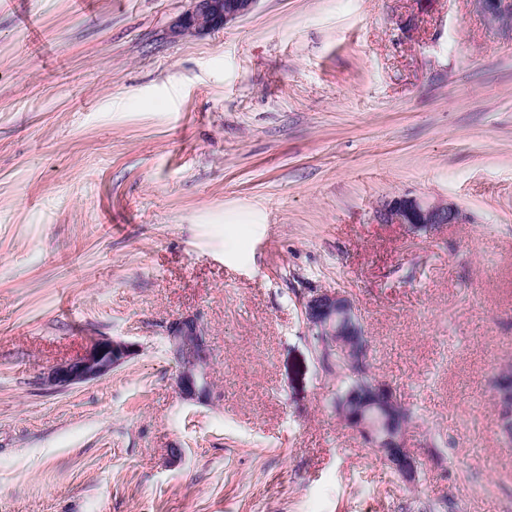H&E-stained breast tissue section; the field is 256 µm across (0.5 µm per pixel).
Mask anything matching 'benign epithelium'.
<instances>
[{"label": "benign epithelium", "instance_id": "obj_1", "mask_svg": "<svg viewBox=\"0 0 512 512\" xmlns=\"http://www.w3.org/2000/svg\"><path fill=\"white\" fill-rule=\"evenodd\" d=\"M258 0H191L189 9L175 25L181 34H200L234 24L250 15ZM379 224H409L426 228L439 224H458L462 213L457 206L442 201L393 197L375 212ZM303 314L310 336H337L336 348L349 353L352 342L343 336H359L350 299L339 291H320L304 299ZM171 351L180 363L177 388L186 401L200 400L209 394L206 365L209 345L195 317H180L167 327ZM136 353L135 345L122 339L101 337L91 341L83 352L54 366L42 383L65 389L103 378ZM380 420L373 423L361 417L350 421L371 447L380 453L388 466L411 484L418 473L413 456L405 448L406 423H392V401L378 404Z\"/></svg>", "mask_w": 512, "mask_h": 512}]
</instances>
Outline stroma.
Listing matches in <instances>:
<instances>
[{
    "label": "stroma",
    "mask_w": 512,
    "mask_h": 512,
    "mask_svg": "<svg viewBox=\"0 0 512 512\" xmlns=\"http://www.w3.org/2000/svg\"><path fill=\"white\" fill-rule=\"evenodd\" d=\"M189 6L0 0V512H512V13L259 0L176 34ZM395 196L463 219L377 223ZM324 290L414 416L416 485L336 410L302 314ZM96 336L136 353L42 385ZM171 351L180 363L177 388L186 401L209 394L206 365L209 360L207 337L196 317H180L167 327Z\"/></svg>",
    "instance_id": "obj_1"
}]
</instances>
